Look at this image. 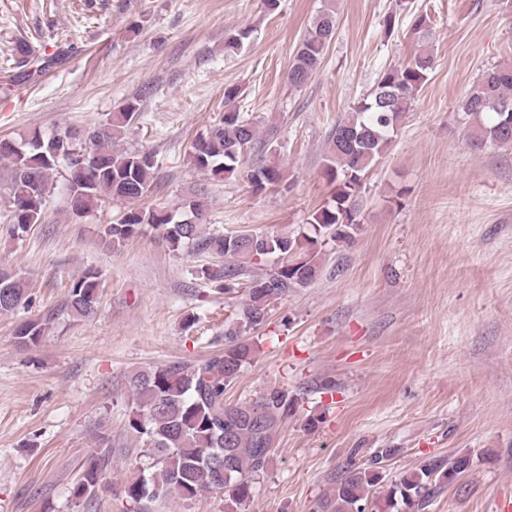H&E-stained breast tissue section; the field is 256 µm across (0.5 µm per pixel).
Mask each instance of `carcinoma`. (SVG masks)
<instances>
[{
    "instance_id": "1",
    "label": "carcinoma",
    "mask_w": 512,
    "mask_h": 512,
    "mask_svg": "<svg viewBox=\"0 0 512 512\" xmlns=\"http://www.w3.org/2000/svg\"><path fill=\"white\" fill-rule=\"evenodd\" d=\"M337 24L335 0H324L291 62L290 85L301 87L317 72ZM434 67L433 52L419 50L407 64L383 72L371 92L351 106L348 117L336 122L328 136L323 164L333 194L330 202L313 214L310 234L303 237L252 229L202 238L198 203L191 221L177 220L167 211L132 207L155 180L150 153L112 148L139 116L134 102L124 104L105 123L82 134L66 129L49 136L35 132L21 143L0 139V161L9 168L12 234L43 223L48 180L59 173L75 216L89 213L106 195L131 204L102 229L112 247H120L149 226L173 247L191 242L224 256V264L201 270L203 277L227 294L242 288L247 296L236 321L224 328V353L191 368L174 364L130 377L135 406L128 415V426L144 439L159 466V471L126 487L127 497L140 505L139 512H150L148 504L162 497L176 494L188 500L209 490L224 491V512H246L252 502V484L266 464L279 424L296 408V398L279 388L266 392L253 408L225 403L227 386L252 362L253 348L246 336L267 321L270 304L288 289L316 281L320 275L318 243L353 239L359 228L357 199L362 180L389 149L403 116ZM237 97V88H224V118L191 145L194 164L215 176L234 173L245 152L258 143L254 123L236 107ZM507 104L512 106V66L487 69L460 104L469 124V150L482 153L492 146L512 147V125L503 123ZM247 177L254 189L262 190L279 184L283 174L276 162L262 160L251 167ZM270 255L279 258L276 268L261 275L247 274L248 266ZM98 290L97 273L86 271L73 282L63 309L75 318L96 314ZM28 303L26 282L1 270L0 314ZM56 316L53 311L42 320L21 325L16 332L19 344H39ZM100 441L102 449L85 461L82 477L72 487V498L77 501L96 496L102 470L112 455L108 438ZM395 452L394 448H377L363 463L347 461L335 488L315 504L316 512H424L440 489L472 466L467 454L448 459L430 456L380 491L384 463Z\"/></svg>"
}]
</instances>
